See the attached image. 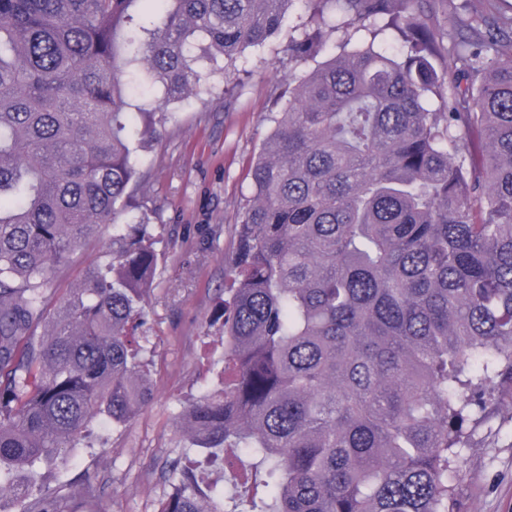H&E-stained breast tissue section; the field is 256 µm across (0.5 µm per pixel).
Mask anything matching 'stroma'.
Here are the masks:
<instances>
[{"label":"stroma","instance_id":"obj_1","mask_svg":"<svg viewBox=\"0 0 512 512\" xmlns=\"http://www.w3.org/2000/svg\"><path fill=\"white\" fill-rule=\"evenodd\" d=\"M289 34V26L282 27L262 50L247 51L240 74L207 76L210 94L171 106L162 140L143 157L136 202L160 227L161 254L139 330L151 403L122 427L91 424L67 451L78 467L55 461L28 472L4 467L0 482L80 490L81 512H158L168 489L166 461L196 457L176 417L224 365L216 320L228 286L224 267L234 226L251 198L253 162L274 127L271 92L309 69L289 59ZM228 83L236 86L229 105ZM102 248L96 239L71 254L55 277L56 296L69 292ZM462 458L456 480L461 512H512L511 406L492 427L474 431Z\"/></svg>","mask_w":512,"mask_h":512}]
</instances>
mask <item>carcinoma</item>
Here are the masks:
<instances>
[{"label":"carcinoma","mask_w":512,"mask_h":512,"mask_svg":"<svg viewBox=\"0 0 512 512\" xmlns=\"http://www.w3.org/2000/svg\"><path fill=\"white\" fill-rule=\"evenodd\" d=\"M295 2L0 0V467L62 462L94 418L150 401L133 350L159 260L131 215L142 155L164 109ZM302 2L288 51L314 60L335 34L334 52L274 92L235 227L224 384L179 414L244 495L226 508L177 457L158 512H458L460 449L512 397V8L463 21L461 65L440 73L445 33L414 0ZM5 493L20 512L75 503ZM108 229H103L100 238L90 241L71 254L68 263L56 274L53 288L56 298L65 296L82 277L86 268L101 255L103 243L108 236Z\"/></svg>","instance_id":"cac0c4a2"}]
</instances>
